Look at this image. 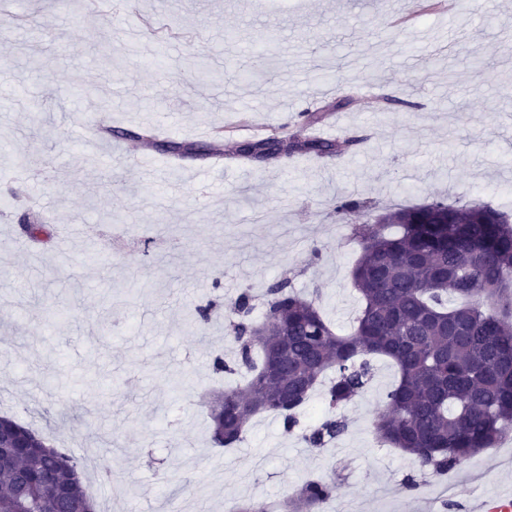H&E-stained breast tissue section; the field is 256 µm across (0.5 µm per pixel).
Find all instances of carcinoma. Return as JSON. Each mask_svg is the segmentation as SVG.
Masks as SVG:
<instances>
[{
    "instance_id": "1",
    "label": "carcinoma",
    "mask_w": 512,
    "mask_h": 512,
    "mask_svg": "<svg viewBox=\"0 0 512 512\" xmlns=\"http://www.w3.org/2000/svg\"><path fill=\"white\" fill-rule=\"evenodd\" d=\"M277 160L281 152L317 157L339 153L340 143L309 137L256 141ZM195 145L167 140L175 158ZM448 209V223L437 211ZM361 254L351 271L363 307L350 336L337 335L314 301L301 297L283 275L264 293L262 320L255 295L244 289L224 299L227 335L235 356L218 354L216 373L248 380L209 406L211 441L234 448L262 412L277 416L309 448H323L348 430L336 413L358 397L371 378V359H390L399 379L373 419L377 439L411 456L421 471L443 477L512 432V223L489 206L442 201L402 206L353 226ZM219 304L189 310L206 324ZM336 373L326 392L329 412L312 428L300 427L299 409L326 371ZM46 455L25 448L0 459V512H55L59 493L95 503L80 461L65 448ZM336 482L311 478L276 503L249 502L234 512H319L336 495Z\"/></svg>"
}]
</instances>
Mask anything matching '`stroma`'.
Returning a JSON list of instances; mask_svg holds the SVG:
<instances>
[{
	"label": "stroma",
	"instance_id": "35a3bbf8",
	"mask_svg": "<svg viewBox=\"0 0 512 512\" xmlns=\"http://www.w3.org/2000/svg\"><path fill=\"white\" fill-rule=\"evenodd\" d=\"M473 20L448 33L421 0H0V415L48 436L91 469L90 495L125 491L116 512H225L274 500L311 477L336 480L325 512H460L461 501L512 493L502 455L512 440L404 490L413 458L378 443L372 421L398 371L374 360L364 393L342 407L347 433L322 449L256 416L236 448L210 440L208 401L232 355L224 312L192 330L190 308L284 272L316 299L338 335L362 308L351 227L388 208L512 201V0H470ZM166 43L167 56L154 47ZM223 57L220 86L206 58ZM343 101L317 129L365 136L333 157L266 165L234 159L246 126L301 132L318 80ZM381 88L376 101L367 87ZM291 110L279 111L282 100ZM123 131L103 162L85 116ZM208 143L224 132V165L171 157L132 140L144 122ZM359 207L342 215L339 202ZM44 224L48 236L26 228ZM81 233L66 249L62 226ZM321 246L319 259L311 250Z\"/></svg>",
	"mask_w": 512,
	"mask_h": 512
}]
</instances>
